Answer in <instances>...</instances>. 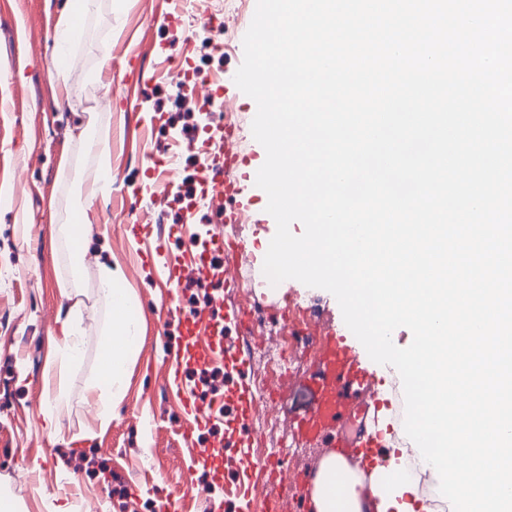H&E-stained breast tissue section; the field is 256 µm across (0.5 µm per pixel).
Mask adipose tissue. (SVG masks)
I'll use <instances>...</instances> for the list:
<instances>
[{"label":"adipose tissue","mask_w":512,"mask_h":512,"mask_svg":"<svg viewBox=\"0 0 512 512\" xmlns=\"http://www.w3.org/2000/svg\"><path fill=\"white\" fill-rule=\"evenodd\" d=\"M102 295L109 309V325L102 335L95 387L120 399L129 367L136 358L142 335L134 315L135 299L122 288L109 267L100 270ZM345 495H337V486ZM399 459H391L385 471L364 473L343 456L328 453L319 463L309 488L310 512H402L405 494L415 493Z\"/></svg>","instance_id":"adipose-tissue-1"}]
</instances>
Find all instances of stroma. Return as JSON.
<instances>
[{"label":"stroma","instance_id":"35a3bbf8","mask_svg":"<svg viewBox=\"0 0 512 512\" xmlns=\"http://www.w3.org/2000/svg\"><path fill=\"white\" fill-rule=\"evenodd\" d=\"M70 2L0 0V101L15 103L14 111L0 112V186L10 188L9 197H0V315L8 321L0 327V497L19 512L74 504L79 512H169L172 497L179 512H231L223 479L214 478L204 460L190 458L192 449L224 444V392L239 379L224 373L223 344L243 334L238 321L224 316L231 306L266 340L288 345V380L272 397V419L260 442L276 454L256 453L252 460L270 467L265 499L283 500L286 512H309L307 494L284 498L274 476L285 465L311 477L325 454L295 434L316 397L308 383L313 355L289 340L284 312L294 302L340 328L336 298L293 279L282 288L264 286L263 249L243 272L245 286L225 288L220 271L233 258L221 251L211 254L214 277L189 274L176 287L168 281L169 266L197 241L225 237L249 246L258 240L264 248L276 232L253 179L215 207L187 208L203 163L196 145L205 116L197 102L215 87L202 81L181 93L166 65L180 56L223 77L222 100L235 124L229 146L248 160L232 175L256 174L266 153L252 135L250 99L234 82L256 0H223L231 36L220 49L202 26L179 22L172 0H91L67 53L80 65L61 79L55 29ZM91 120L108 152L80 143L78 134ZM167 154L177 159L172 176L154 171ZM88 170L107 177L93 200V221L82 228L87 247L77 260L66 235L89 188ZM233 211L238 221H229ZM106 260L135 293L143 338L103 430L102 406L89 384L108 320L98 275ZM74 288L81 293L85 336L79 358L63 366L59 320L72 306L67 293ZM189 323L215 349L205 363L189 357L174 373L169 347L183 340ZM178 385L210 417L189 442L182 431L193 416L173 392ZM57 389L63 399L46 408L48 393ZM203 483L213 489L210 498L192 497V487Z\"/></svg>","mask_w":512,"mask_h":512}]
</instances>
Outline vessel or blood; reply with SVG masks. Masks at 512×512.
I'll list each match as a JSON object with an SVG mask.
<instances>
[{"label":"vessel or blood","instance_id":"vessel-or-blood-1","mask_svg":"<svg viewBox=\"0 0 512 512\" xmlns=\"http://www.w3.org/2000/svg\"><path fill=\"white\" fill-rule=\"evenodd\" d=\"M289 335L316 346L317 355L309 380L317 391V400L299 425L301 438L327 448L341 449L344 456L365 470L387 467L390 456L389 432L383 424L393 418L391 400L379 391L381 380L359 352L352 332L327 327L318 316L306 322L288 324ZM259 336L243 337L235 351L224 354L226 373L241 375L239 387L228 388L227 397L236 404L235 414L224 417L223 448H202L204 460H217L224 449L235 450L230 465L242 467L243 473L231 490L232 495L249 500L256 490L254 468L248 465V450L259 438L258 422L266 405L259 400L244 375L262 345ZM248 427V439H240L241 427Z\"/></svg>","mask_w":512,"mask_h":512}]
</instances>
